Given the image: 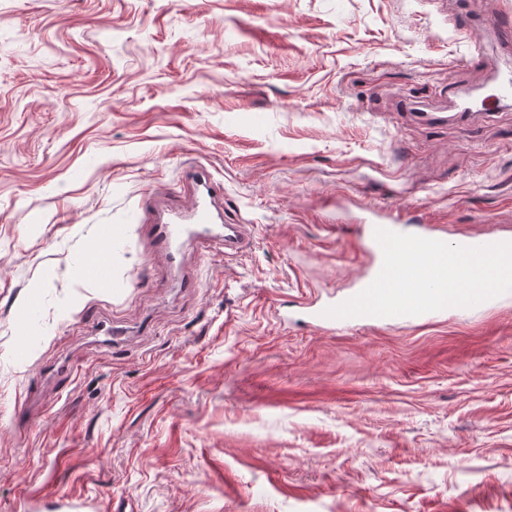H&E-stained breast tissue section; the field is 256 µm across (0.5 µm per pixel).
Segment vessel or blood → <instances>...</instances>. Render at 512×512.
I'll list each match as a JSON object with an SVG mask.
<instances>
[{"instance_id":"vessel-or-blood-1","label":"vessel or blood","mask_w":512,"mask_h":512,"mask_svg":"<svg viewBox=\"0 0 512 512\" xmlns=\"http://www.w3.org/2000/svg\"><path fill=\"white\" fill-rule=\"evenodd\" d=\"M499 95L495 98L483 99L481 104H473L469 94L460 97V112L472 111L473 107H481L482 111L493 112L502 101L512 99V69L500 70L496 73ZM192 183V200L188 208L169 209L167 214L154 219L148 227V236L152 243V255L164 257L173 267L181 266L183 261L182 244L186 239L205 233L206 236L223 241L224 252L228 255H240L249 248V235L246 225L235 223L217 207L224 197V187L215 182L207 171L201 168L190 173ZM385 228L397 233H405L406 226L400 215L380 213L379 209H371L369 218L363 219L358 225V242L361 252L367 256L368 265L359 277L358 289H365L379 274L383 265V252L375 239L376 228ZM447 310L427 312L414 316L389 317L363 316L359 322L363 325H378L381 322L402 324L416 327L429 323L445 321Z\"/></svg>"}]
</instances>
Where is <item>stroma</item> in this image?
<instances>
[{
    "mask_svg": "<svg viewBox=\"0 0 512 512\" xmlns=\"http://www.w3.org/2000/svg\"><path fill=\"white\" fill-rule=\"evenodd\" d=\"M509 4L0 0V512H512V299L417 327L300 308L367 263L334 217L512 232V109L448 93L495 92ZM194 165L251 247L187 241L184 288L145 234Z\"/></svg>",
    "mask_w": 512,
    "mask_h": 512,
    "instance_id": "stroma-1",
    "label": "stroma"
}]
</instances>
